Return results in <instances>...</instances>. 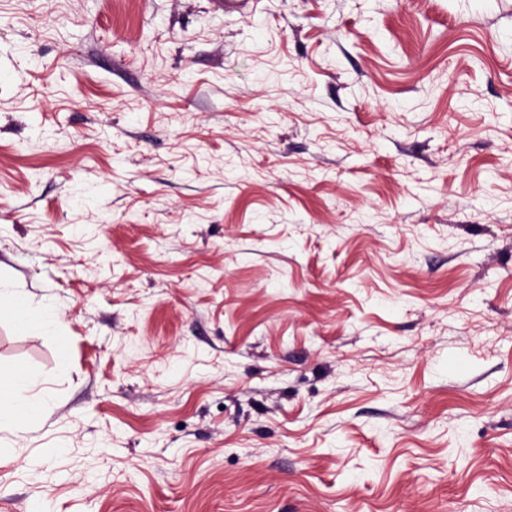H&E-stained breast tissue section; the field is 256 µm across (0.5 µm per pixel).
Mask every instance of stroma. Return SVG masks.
Instances as JSON below:
<instances>
[{
    "mask_svg": "<svg viewBox=\"0 0 512 512\" xmlns=\"http://www.w3.org/2000/svg\"><path fill=\"white\" fill-rule=\"evenodd\" d=\"M0 276V512H512V0H0ZM33 388V379L21 384H13L1 377L0 431L3 429L18 430L24 426L25 419L22 412L34 400L31 394Z\"/></svg>",
    "mask_w": 512,
    "mask_h": 512,
    "instance_id": "stroma-1",
    "label": "stroma"
}]
</instances>
